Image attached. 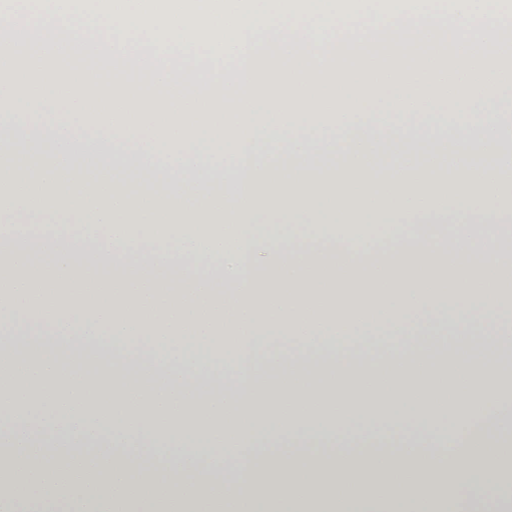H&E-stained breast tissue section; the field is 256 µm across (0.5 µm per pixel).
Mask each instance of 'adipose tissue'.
I'll use <instances>...</instances> for the list:
<instances>
[{
	"label": "adipose tissue",
	"mask_w": 512,
	"mask_h": 512,
	"mask_svg": "<svg viewBox=\"0 0 512 512\" xmlns=\"http://www.w3.org/2000/svg\"><path fill=\"white\" fill-rule=\"evenodd\" d=\"M512 89L313 96L275 115L0 113V474L44 506L361 512L512 451ZM330 201L315 224H260ZM393 220L373 235L372 217ZM237 249L225 251L226 237ZM462 418L441 435L438 419ZM384 420L389 438L350 428ZM69 458L76 470L54 477Z\"/></svg>",
	"instance_id": "obj_1"
}]
</instances>
